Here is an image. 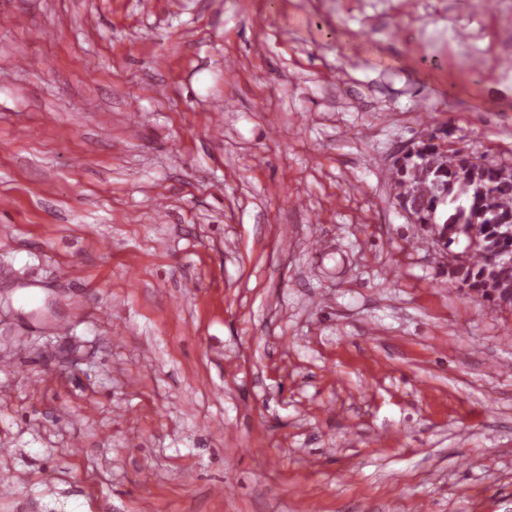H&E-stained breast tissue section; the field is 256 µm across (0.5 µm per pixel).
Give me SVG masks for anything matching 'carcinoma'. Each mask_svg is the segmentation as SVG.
Instances as JSON below:
<instances>
[{"instance_id":"cac0c4a2","label":"carcinoma","mask_w":512,"mask_h":512,"mask_svg":"<svg viewBox=\"0 0 512 512\" xmlns=\"http://www.w3.org/2000/svg\"><path fill=\"white\" fill-rule=\"evenodd\" d=\"M410 192L409 207L420 225H438L440 246L466 242L465 259L448 267V278L502 305L512 292V168L507 170L456 148L431 141L400 159L392 174Z\"/></svg>"}]
</instances>
